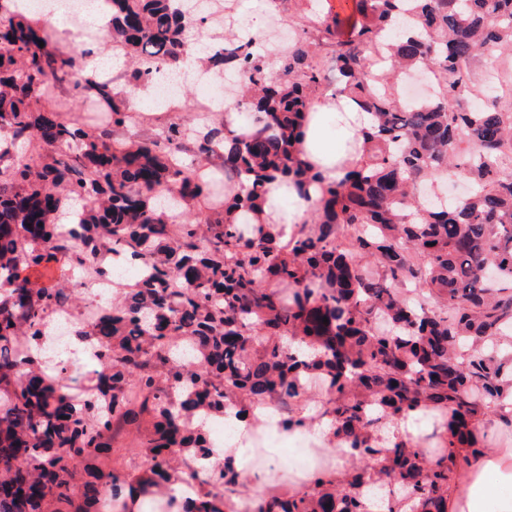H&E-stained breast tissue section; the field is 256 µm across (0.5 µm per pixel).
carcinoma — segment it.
I'll use <instances>...</instances> for the list:
<instances>
[{
    "label": "carcinoma",
    "mask_w": 512,
    "mask_h": 512,
    "mask_svg": "<svg viewBox=\"0 0 512 512\" xmlns=\"http://www.w3.org/2000/svg\"><path fill=\"white\" fill-rule=\"evenodd\" d=\"M105 25L133 63L137 87L180 67L192 22L182 0H109ZM364 21L350 40L336 22L288 39L273 57L255 42L224 37L210 60L239 80L237 105L258 129L249 135L209 120L180 117L140 141L120 133L132 112L123 91L88 75L98 43L55 50L51 20L3 8L0 18V483L18 465L30 481L0 496V512H131L151 497L174 512H224L238 489L232 456L212 458L205 425L229 408L244 413L269 400L281 428L306 425L299 409L310 386L325 393L319 418L332 448L361 466L333 479L313 475L303 493L262 494L252 512H369L368 489L389 486L384 512H447L451 483L485 450L487 417L512 404V0H356ZM386 49L373 74L371 48ZM488 50L496 72L474 93L470 66ZM334 70L336 92L370 116L364 163L333 183L298 157L302 118L321 91L318 61ZM413 71L442 79L439 94L409 102L399 82ZM101 117L83 130L32 109L50 88ZM224 168V198L213 180L174 166L171 153ZM457 173L471 192L431 204L417 186ZM281 175L312 202L314 225L284 239L272 224H251L264 184ZM172 186V211L161 190ZM43 193L53 212L82 203L78 220L32 224L25 203ZM209 200L201 223L186 208ZM144 263L140 285L103 307L91 332L105 344L85 380L102 405L71 403L66 376L47 375L36 349L17 345L69 287L44 288L23 272L60 257L74 269L112 254ZM426 288L434 305L410 304L401 287ZM187 336L191 362L159 346ZM434 420L422 449L384 430L420 413ZM148 416L138 461L112 458L113 443ZM211 461L205 486L185 507L162 488L178 478L174 449Z\"/></svg>",
    "instance_id": "obj_1"
}]
</instances>
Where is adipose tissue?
Segmentation results:
<instances>
[{
  "mask_svg": "<svg viewBox=\"0 0 512 512\" xmlns=\"http://www.w3.org/2000/svg\"><path fill=\"white\" fill-rule=\"evenodd\" d=\"M369 118L353 105L337 109L336 100L323 96L313 101L306 114L302 158L318 170L326 182L341 179L357 167L366 150L363 132ZM264 204L250 214L253 224H272L291 236L307 219L310 208L287 180L277 178L263 187ZM504 489L500 512H512V448L474 458L467 480L448 498V512H485L494 489Z\"/></svg>",
  "mask_w": 512,
  "mask_h": 512,
  "instance_id": "ef3b65f1",
  "label": "adipose tissue"
}]
</instances>
